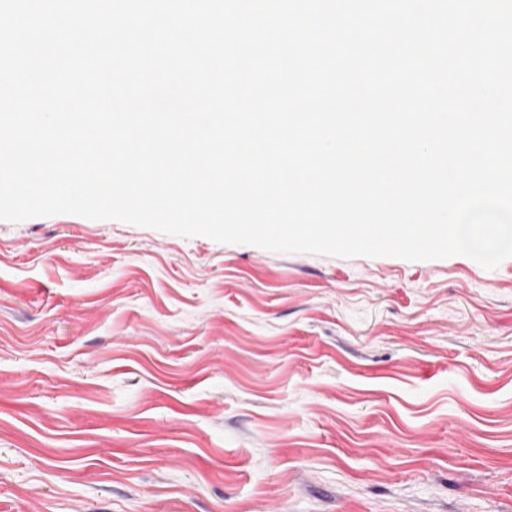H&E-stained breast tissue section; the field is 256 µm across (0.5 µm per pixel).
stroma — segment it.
I'll use <instances>...</instances> for the list:
<instances>
[{
	"mask_svg": "<svg viewBox=\"0 0 512 512\" xmlns=\"http://www.w3.org/2000/svg\"><path fill=\"white\" fill-rule=\"evenodd\" d=\"M0 512H512V258L0 220Z\"/></svg>",
	"mask_w": 512,
	"mask_h": 512,
	"instance_id": "stroma-1",
	"label": "stroma"
}]
</instances>
